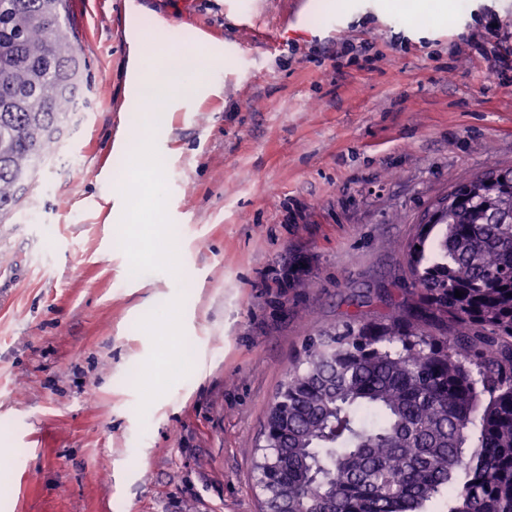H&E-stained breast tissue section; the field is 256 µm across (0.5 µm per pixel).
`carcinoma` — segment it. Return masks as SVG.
Returning a JSON list of instances; mask_svg holds the SVG:
<instances>
[{"label": "carcinoma", "mask_w": 512, "mask_h": 512, "mask_svg": "<svg viewBox=\"0 0 512 512\" xmlns=\"http://www.w3.org/2000/svg\"><path fill=\"white\" fill-rule=\"evenodd\" d=\"M63 5L0 0V218L80 97ZM406 252L416 299L323 332L289 373L264 512H512V167L450 184Z\"/></svg>", "instance_id": "cac0c4a2"}]
</instances>
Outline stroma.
<instances>
[{"label": "stroma", "instance_id": "obj_1", "mask_svg": "<svg viewBox=\"0 0 512 512\" xmlns=\"http://www.w3.org/2000/svg\"><path fill=\"white\" fill-rule=\"evenodd\" d=\"M347 2L65 0L81 109L0 222V512H259L308 340L410 299L424 212L512 166V0L447 26ZM143 30L215 58L156 115L175 276L118 245ZM171 313L176 359L149 328Z\"/></svg>", "mask_w": 512, "mask_h": 512}]
</instances>
